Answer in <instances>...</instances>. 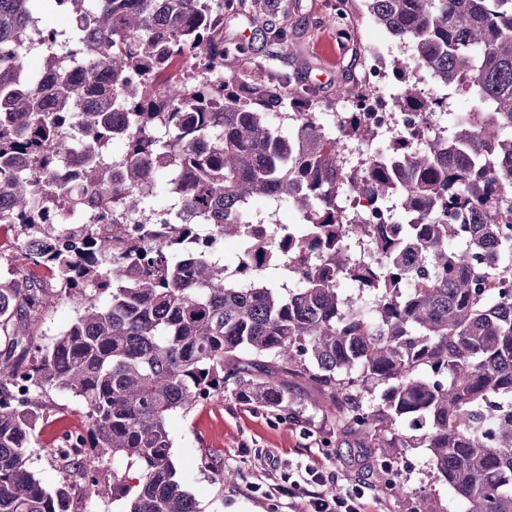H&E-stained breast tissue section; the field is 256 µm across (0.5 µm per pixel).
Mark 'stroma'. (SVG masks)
Wrapping results in <instances>:
<instances>
[{"label": "stroma", "mask_w": 512, "mask_h": 512, "mask_svg": "<svg viewBox=\"0 0 512 512\" xmlns=\"http://www.w3.org/2000/svg\"><path fill=\"white\" fill-rule=\"evenodd\" d=\"M335 0H243L237 11L224 16V40L243 42L249 51L240 70L249 79L286 84L290 98L308 92L321 101L341 99L345 87L358 81L364 46L383 41L387 57L402 48L369 19L352 18L348 29L337 30ZM283 28L286 41L268 35ZM80 297L58 300L47 308L35 327L33 341L50 343L65 330L83 306ZM296 401L299 416H276L241 403L233 385L221 395L173 414L168 421L172 457L184 487L198 500L203 512H303L302 498L269 496V482L289 485L305 466L320 464L336 472L335 490L372 485L379 497L376 512H421L431 499L436 512H465V503L450 487L433 477L429 456L422 448H399L383 458L360 447L352 433L336 429V408L310 383L284 378ZM35 437L28 468L46 489L56 487L62 473L45 451L63 428L86 427L80 403L68 391L53 389L40 399ZM277 460L267 470L268 457ZM393 470L399 484L384 483ZM236 472L224 485L219 476Z\"/></svg>", "instance_id": "35a3bbf8"}]
</instances>
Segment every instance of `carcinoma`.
I'll return each mask as SVG.
<instances>
[{
    "mask_svg": "<svg viewBox=\"0 0 512 512\" xmlns=\"http://www.w3.org/2000/svg\"><path fill=\"white\" fill-rule=\"evenodd\" d=\"M37 0H0V224L40 237L30 263L58 288L0 280V512H71L77 488H95L107 457L126 460L112 484L128 512H203L172 460L169 417L224 391L259 409L290 413L280 374L317 386L383 457L424 448L439 482L466 512H512V296L482 292L490 266L512 271V0H360L354 5L406 50L388 67L403 83L404 112H445L448 98L422 92L412 69L430 70L443 92L470 96L478 125L448 123V137L418 148L398 133L363 168L316 117L309 97L239 79L242 43H224V13L238 0H53L92 16L68 57L45 55L46 79L26 75L24 45L61 33L42 23ZM181 78L160 77L175 61ZM344 137L374 133L353 112ZM123 140L119 158L80 160L82 187L57 177L80 148ZM180 175V231L153 240L122 223ZM345 193L395 199L401 234L348 224ZM293 204L308 223L288 233L300 258L295 288L280 284L278 244L244 230L257 198ZM89 210L78 250L55 246V206ZM197 224L245 237L242 259L263 260L239 288L206 246L188 249ZM371 232L384 253L371 265L347 241ZM363 285L343 295L337 279ZM90 300L51 344L32 326L64 295ZM27 387L29 398L13 392ZM70 392L88 418L82 453L50 448L62 470L52 490L28 468L36 398Z\"/></svg>",
    "mask_w": 512,
    "mask_h": 512,
    "instance_id": "obj_1",
    "label": "carcinoma"
}]
</instances>
